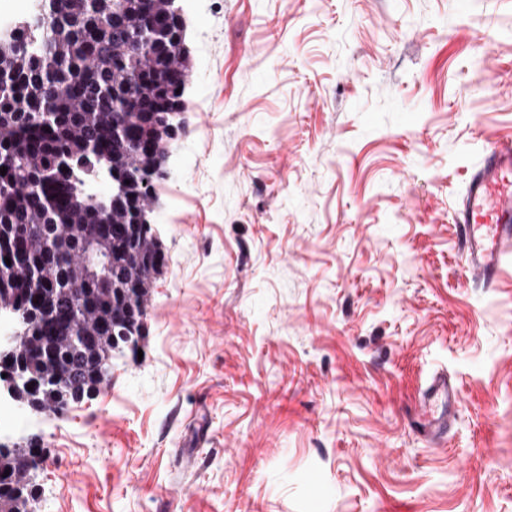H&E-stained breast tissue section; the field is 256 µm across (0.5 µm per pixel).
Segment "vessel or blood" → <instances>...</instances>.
Masks as SVG:
<instances>
[{
	"instance_id": "1",
	"label": "vessel or blood",
	"mask_w": 512,
	"mask_h": 512,
	"mask_svg": "<svg viewBox=\"0 0 512 512\" xmlns=\"http://www.w3.org/2000/svg\"><path fill=\"white\" fill-rule=\"evenodd\" d=\"M462 256L483 282L497 280L512 263V139L486 150L453 215ZM460 395L446 372L433 373L413 409L412 423L425 436L445 441Z\"/></svg>"
}]
</instances>
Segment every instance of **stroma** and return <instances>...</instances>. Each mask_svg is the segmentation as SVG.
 Masks as SVG:
<instances>
[{
  "label": "stroma",
  "mask_w": 512,
  "mask_h": 512,
  "mask_svg": "<svg viewBox=\"0 0 512 512\" xmlns=\"http://www.w3.org/2000/svg\"><path fill=\"white\" fill-rule=\"evenodd\" d=\"M183 6L141 353L62 414L0 382V447L48 451L37 512H512V268L480 282L453 222L512 137V0ZM460 395L444 371L433 373L413 408L412 424L425 436L446 441L454 423Z\"/></svg>",
  "instance_id": "1"
}]
</instances>
